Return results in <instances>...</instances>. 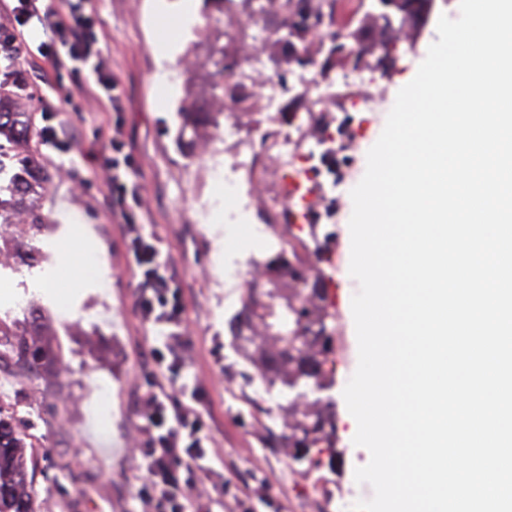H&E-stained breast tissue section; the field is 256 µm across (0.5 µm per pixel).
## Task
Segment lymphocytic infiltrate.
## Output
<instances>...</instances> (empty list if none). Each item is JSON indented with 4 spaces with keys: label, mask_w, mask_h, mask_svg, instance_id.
Returning a JSON list of instances; mask_svg holds the SVG:
<instances>
[{
    "label": "lymphocytic infiltrate",
    "mask_w": 512,
    "mask_h": 512,
    "mask_svg": "<svg viewBox=\"0 0 512 512\" xmlns=\"http://www.w3.org/2000/svg\"><path fill=\"white\" fill-rule=\"evenodd\" d=\"M10 12L22 26L37 20L50 43L67 46V59L76 68H89L91 78L83 89L87 98L108 101L113 111H123V95L89 16L59 13L48 0H15ZM110 146L105 186L112 213L122 221L125 266L136 280V312L142 324L161 333L160 342L147 349L150 367L135 398L137 423L130 454L140 474L141 512H209L211 504L227 497L236 512H251L238 488L226 484L223 475L206 464L217 442L204 406L187 395L183 381L191 364L185 284L162 261L160 239L138 220L142 189L127 179L132 166L122 126H113Z\"/></svg>",
    "instance_id": "f902f5d3"
}]
</instances>
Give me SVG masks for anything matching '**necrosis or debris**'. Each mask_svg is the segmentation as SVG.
I'll return each mask as SVG.
<instances>
[{"instance_id": "1", "label": "necrosis or debris", "mask_w": 512, "mask_h": 512, "mask_svg": "<svg viewBox=\"0 0 512 512\" xmlns=\"http://www.w3.org/2000/svg\"><path fill=\"white\" fill-rule=\"evenodd\" d=\"M254 8L242 10L240 0H224L220 23L224 38L236 43L239 59L235 76L224 92L227 108L217 137L236 143L230 164L213 168L211 176L224 189V201L214 204L211 216L226 231L238 233L242 246L275 239V252L287 251L291 233L282 223L290 214L294 223H307L314 210L306 196L315 183L336 188L353 166L340 143L346 124L330 126L320 140L309 141L306 121L328 112L342 86L365 82L364 72L347 70L328 81L320 64L289 66L280 78L270 62V49L280 32L270 25L271 0H253ZM297 99L299 111L285 112L286 99ZM257 116L254 132L240 137V114Z\"/></svg>"}]
</instances>
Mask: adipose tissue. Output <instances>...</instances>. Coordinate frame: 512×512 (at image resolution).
<instances>
[{
	"instance_id": "obj_1",
	"label": "adipose tissue",
	"mask_w": 512,
	"mask_h": 512,
	"mask_svg": "<svg viewBox=\"0 0 512 512\" xmlns=\"http://www.w3.org/2000/svg\"><path fill=\"white\" fill-rule=\"evenodd\" d=\"M45 248L51 260L39 286L51 304L63 309L68 303V288L89 286L100 271L98 247L85 225L71 224L62 236L46 241Z\"/></svg>"
}]
</instances>
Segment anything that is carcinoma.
<instances>
[{"mask_svg": "<svg viewBox=\"0 0 512 512\" xmlns=\"http://www.w3.org/2000/svg\"><path fill=\"white\" fill-rule=\"evenodd\" d=\"M427 0H397L387 10L401 18H411L421 13ZM282 26L288 37L275 43L278 57L288 62L304 64L309 59L295 51V41L309 29L325 23L318 14L313 0H282L279 4ZM358 24L351 37L368 48L373 40L374 30L367 20L372 18L371 6L362 3L357 11ZM224 32L218 28L208 35L206 43L208 61L214 70L194 71L185 76L183 83V105L180 116L179 134L181 142L188 148L198 146L202 136L212 134L221 126L224 113L214 105H224V71L228 61L224 52ZM350 60L353 69L360 67V58L352 56L349 44L336 41L322 60L323 68ZM6 84L0 82V224L17 226L15 237L8 245L0 243V263L11 259L15 251L28 246V242L40 234L50 216L43 212L37 199L44 192L39 170V155L33 148L35 113L21 108L23 97L15 91H3ZM304 264V252L291 248L288 254L276 256L264 265L267 274L265 288H247L240 298V310L236 322L231 326L235 340L244 337L243 331L259 321L276 346L270 350L261 345L254 353L243 352L244 358L253 367L255 375L264 382L267 389L276 386L293 388L300 383L309 384L325 380L323 370L333 337L316 336L303 340L315 319L321 317L323 292L315 288H299L288 297L277 288L279 280L287 273H298ZM1 336L19 337L13 351L17 361L31 368H38L40 356L35 336L43 335L40 317H32L14 328L0 327ZM32 340H26V337ZM328 421L316 412L306 413L290 426V432L283 436V447L288 456L301 464L311 461L312 454L325 442L323 432ZM27 436L12 413L0 410V512H37L32 493L28 462Z\"/></svg>", "mask_w": 512, "mask_h": 512, "instance_id": "1", "label": "carcinoma"}]
</instances>
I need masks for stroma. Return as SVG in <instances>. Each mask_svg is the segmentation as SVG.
Returning a JSON list of instances; mask_svg holds the SVG:
<instances>
[{
	"instance_id": "1",
	"label": "stroma",
	"mask_w": 512,
	"mask_h": 512,
	"mask_svg": "<svg viewBox=\"0 0 512 512\" xmlns=\"http://www.w3.org/2000/svg\"><path fill=\"white\" fill-rule=\"evenodd\" d=\"M82 5L95 20L100 46L120 84L125 108L115 112L89 107L80 92L83 74L70 66L47 72L36 51L45 36L41 28L13 29L9 0H0V38L17 37L31 51L15 60L0 80L21 81L29 94L27 106L37 111L45 78L67 88L54 99L55 122L71 140L70 150L55 153V167H43L51 191L43 201L53 226L61 235L67 224L87 225L104 268L99 286L82 289L65 310L47 306L34 288L38 269L24 263L0 267V321H24L23 295L43 306L46 334L40 337L39 373H31L13 357L0 359V377L11 386L0 407L26 420L33 450V488L41 512H137V469L125 450L135 424L133 410L137 387L146 373L145 352L156 331L143 325L135 308V282L121 260V240L108 205L101 165L111 155L113 125H122L131 148L137 178L144 188L142 220L161 241L162 256L170 261L187 285L189 343L192 367L185 375L198 389L210 413V425L220 443L209 465L223 470L245 492L266 487V500H254L253 512H351L361 499L371 498V486L357 483L354 470L366 465L370 454L354 445L357 430L343 390L358 364V343L351 299L358 283L346 268L350 263L349 219L351 190L363 178L367 152L376 143L394 105L398 91L415 76L429 45L437 41V21L457 18L459 0H436L426 27L412 30L402 41L393 68H383L376 57H366L369 84L347 89L331 112L330 123L350 118L348 150L356 161L351 177L337 191L316 192L317 208L335 209L336 221L319 232L305 235L309 247L325 249L324 269L330 280V303L339 313L341 336L349 350L344 361L327 364L333 404L331 433L335 460L309 464L320 477L331 509L311 497L305 482L289 479L296 465L274 430L277 403L287 401L288 389L275 388L269 396L256 393L259 381L244 359L231 333L240 309L237 297L224 286L219 253L235 251L239 242L226 237L224 227L206 220L203 210L215 193L205 173L214 156L190 153L177 141V109L183 95L177 61L188 47L206 59L200 41L203 22L184 28L178 22L161 27L155 21L157 0H60L58 8ZM176 41L174 57L159 60L157 42ZM377 96L374 112H348L352 98Z\"/></svg>"
}]
</instances>
